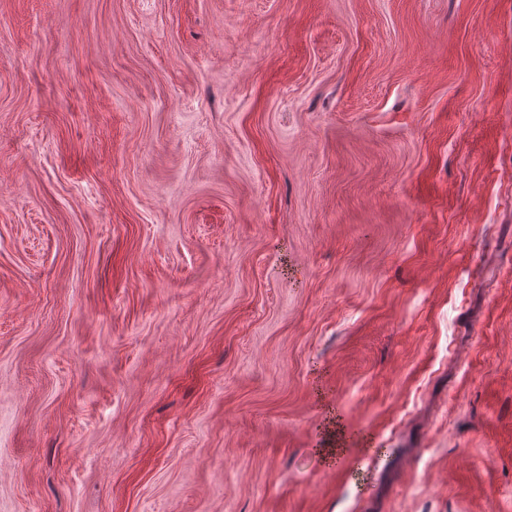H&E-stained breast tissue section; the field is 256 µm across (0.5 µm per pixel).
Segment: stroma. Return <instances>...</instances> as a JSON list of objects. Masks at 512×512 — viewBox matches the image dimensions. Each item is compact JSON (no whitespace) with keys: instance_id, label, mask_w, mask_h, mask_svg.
I'll list each match as a JSON object with an SVG mask.
<instances>
[{"instance_id":"obj_1","label":"stroma","mask_w":512,"mask_h":512,"mask_svg":"<svg viewBox=\"0 0 512 512\" xmlns=\"http://www.w3.org/2000/svg\"><path fill=\"white\" fill-rule=\"evenodd\" d=\"M0 512H512V0H0Z\"/></svg>"}]
</instances>
